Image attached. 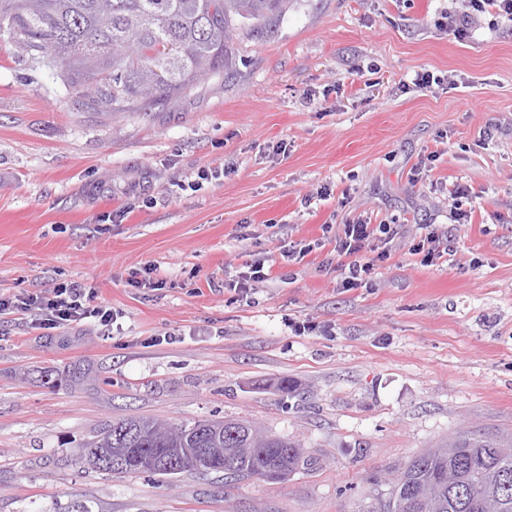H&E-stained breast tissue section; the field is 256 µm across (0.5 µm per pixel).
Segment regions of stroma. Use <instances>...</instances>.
<instances>
[{"label":"stroma","mask_w":512,"mask_h":512,"mask_svg":"<svg viewBox=\"0 0 512 512\" xmlns=\"http://www.w3.org/2000/svg\"><path fill=\"white\" fill-rule=\"evenodd\" d=\"M464 8L291 0L274 38L240 34L231 75L114 114L0 35V295L76 282L118 312L109 331L0 314V512H386L422 450L512 432V24L436 29ZM422 71L444 84L404 89ZM203 167L225 174L189 190ZM360 215L397 230L373 288H341L327 247L283 261ZM431 228L425 266L409 248ZM254 258L268 278L238 297L224 282ZM147 266L162 288L129 286ZM130 416L252 421L312 463L285 482L88 465L84 444ZM440 238L435 231H430L425 237L417 244H414L412 251L413 255L422 254L421 262L426 265L433 264L437 259L442 258V251L439 250ZM325 246V243L310 241L306 242L304 240L300 241H288L284 243L280 248V255L284 261L290 263L298 264L303 261V259L311 253L314 249L322 248Z\"/></svg>","instance_id":"obj_1"}]
</instances>
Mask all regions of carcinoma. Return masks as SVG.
Here are the masks:
<instances>
[{"label": "carcinoma", "mask_w": 512, "mask_h": 512, "mask_svg": "<svg viewBox=\"0 0 512 512\" xmlns=\"http://www.w3.org/2000/svg\"><path fill=\"white\" fill-rule=\"evenodd\" d=\"M288 0H0V26L11 46L33 57L54 54L52 70L101 112L147 111L202 80L233 73L236 32L264 36L286 12ZM135 418L103 427L91 444L109 448L122 435L129 462L115 474L150 473L166 479L185 472H216L241 479L282 481L309 462L300 445L252 422L231 420L224 460L210 458L218 434L205 435L213 420L155 428L135 435ZM193 448L181 469L150 468L143 458L165 448ZM512 512V433L485 439L459 429L440 445L414 456L397 476L388 503L392 512Z\"/></svg>", "instance_id": "cac0c4a2"}]
</instances>
